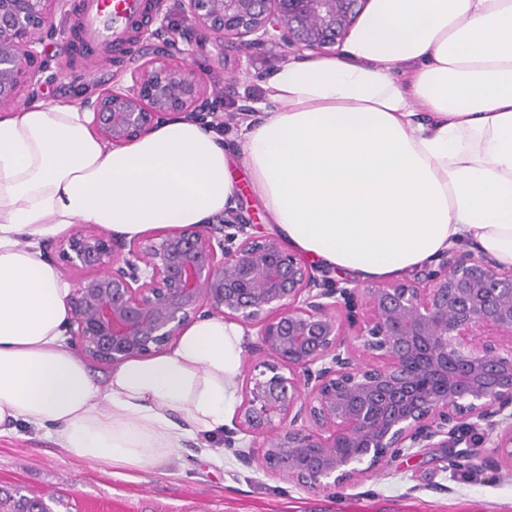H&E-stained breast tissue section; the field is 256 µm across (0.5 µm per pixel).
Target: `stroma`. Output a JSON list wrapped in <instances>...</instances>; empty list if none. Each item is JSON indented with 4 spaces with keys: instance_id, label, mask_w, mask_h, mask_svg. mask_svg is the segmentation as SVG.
Instances as JSON below:
<instances>
[{
    "instance_id": "1",
    "label": "stroma",
    "mask_w": 512,
    "mask_h": 512,
    "mask_svg": "<svg viewBox=\"0 0 512 512\" xmlns=\"http://www.w3.org/2000/svg\"><path fill=\"white\" fill-rule=\"evenodd\" d=\"M168 19L186 65L215 91L214 111L233 113L221 134L225 146L238 150L245 122L259 117L253 106L263 98L266 76L292 61V53L275 43L243 49L212 36L183 41L187 22L179 0H168ZM74 20L56 17L55 34L41 47L53 78L40 100L87 94L139 64L147 49L140 40L131 54L102 47L79 56L71 49ZM448 454L416 448L355 484L317 490L243 465L220 437L207 448L201 440L187 441L165 472H128L65 456L44 433L23 429L0 439V487H22L44 498L52 512H512V461L487 466L479 455L452 460Z\"/></svg>"
}]
</instances>
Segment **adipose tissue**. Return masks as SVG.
<instances>
[{
    "instance_id": "ef3b65f1",
    "label": "adipose tissue",
    "mask_w": 512,
    "mask_h": 512,
    "mask_svg": "<svg viewBox=\"0 0 512 512\" xmlns=\"http://www.w3.org/2000/svg\"><path fill=\"white\" fill-rule=\"evenodd\" d=\"M261 107L236 152L184 120L110 148L79 97L0 114V438L43 430L65 455L131 471L223 431L241 328L196 321L95 379L40 246L78 222L128 239L207 223L239 193L238 154L269 229L353 281L464 244L512 269V0H369L337 53L275 71Z\"/></svg>"
}]
</instances>
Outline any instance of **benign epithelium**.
I'll list each match as a JSON object with an SVG mask.
<instances>
[{
  "instance_id": "obj_1",
  "label": "benign epithelium",
  "mask_w": 512,
  "mask_h": 512,
  "mask_svg": "<svg viewBox=\"0 0 512 512\" xmlns=\"http://www.w3.org/2000/svg\"><path fill=\"white\" fill-rule=\"evenodd\" d=\"M152 52L127 81L86 96L88 127L108 146L183 119L211 126L207 87L165 35L167 0H152ZM368 0H179L193 30L251 47L276 40L323 51ZM69 0H0V108L38 95L39 47ZM219 219L132 240L87 224L58 250L79 272L66 303L71 344L114 367L171 349L185 328L222 317L259 345L234 436L242 463L310 488L347 485L414 448L475 447L500 429L494 453L512 461V270L448 251L413 276L360 287L337 280L272 235Z\"/></svg>"
}]
</instances>
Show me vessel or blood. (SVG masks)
Masks as SVG:
<instances>
[{"instance_id":"1","label":"vessel or blood","mask_w":512,"mask_h":512,"mask_svg":"<svg viewBox=\"0 0 512 512\" xmlns=\"http://www.w3.org/2000/svg\"><path fill=\"white\" fill-rule=\"evenodd\" d=\"M75 6L80 19L75 43L86 53L106 42L123 41L145 10L144 0H76Z\"/></svg>"}]
</instances>
